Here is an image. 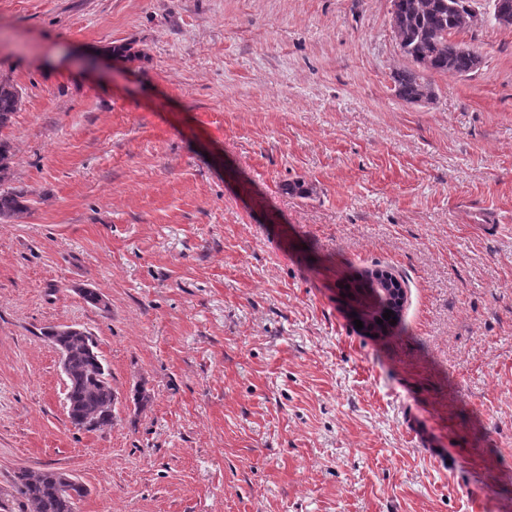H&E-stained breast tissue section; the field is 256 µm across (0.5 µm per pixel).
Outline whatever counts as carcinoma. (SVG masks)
Masks as SVG:
<instances>
[{
    "instance_id": "carcinoma-1",
    "label": "carcinoma",
    "mask_w": 512,
    "mask_h": 512,
    "mask_svg": "<svg viewBox=\"0 0 512 512\" xmlns=\"http://www.w3.org/2000/svg\"><path fill=\"white\" fill-rule=\"evenodd\" d=\"M476 0H392V28L407 64L394 70V93L406 104L429 102L435 96V73L468 76L479 70L481 53L464 41H452L471 25V9ZM21 105L15 85L0 79V130L7 127ZM10 180V144L0 136V185ZM28 210L26 192L0 188V223L18 219ZM44 336L67 359L71 377L67 390L71 423L86 431L112 424L116 392L91 333L73 331L67 325L47 328ZM17 494L29 512H76L77 501L87 490L76 481L67 483L55 469L20 470L14 475Z\"/></svg>"
}]
</instances>
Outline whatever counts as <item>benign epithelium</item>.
<instances>
[{"label":"benign epithelium","mask_w":512,"mask_h":512,"mask_svg":"<svg viewBox=\"0 0 512 512\" xmlns=\"http://www.w3.org/2000/svg\"><path fill=\"white\" fill-rule=\"evenodd\" d=\"M351 311L361 320L363 327L374 334H385L390 329L388 323L379 324L378 313L395 311L401 307L404 298L403 288L388 270H376L360 278L358 284L348 290Z\"/></svg>","instance_id":"1"}]
</instances>
